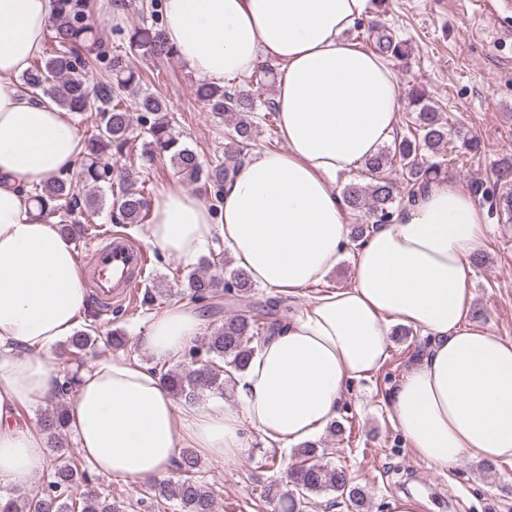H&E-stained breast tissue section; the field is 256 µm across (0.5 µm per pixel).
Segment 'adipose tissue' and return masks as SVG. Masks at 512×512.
<instances>
[{"instance_id":"ef3b65f1","label":"adipose tissue","mask_w":512,"mask_h":512,"mask_svg":"<svg viewBox=\"0 0 512 512\" xmlns=\"http://www.w3.org/2000/svg\"><path fill=\"white\" fill-rule=\"evenodd\" d=\"M373 0H165L164 36L194 75L213 83L279 64L274 104L283 149L257 153L225 182L217 209L180 184L150 205L147 242L192 263L216 244L276 294L322 283L349 242L336 189L395 130L396 71L347 34ZM54 0H0V483L25 486L48 461L47 440L22 428L20 407L50 400L59 376L47 356L78 329L87 290L74 243L39 218L23 192L72 170L80 137L50 99L16 85L39 56ZM469 192L431 180L357 246L351 283L315 295L258 345L236 377L232 408L181 409L150 368L125 355L83 372L69 430L104 475L142 483L167 475L183 442L232 459L257 433L285 449L338 420L344 391L388 356L394 325L429 340L387 406L414 455L439 468L512 465V342L470 322V256L490 232ZM197 304L152 314L142 342L182 357L202 328Z\"/></svg>"}]
</instances>
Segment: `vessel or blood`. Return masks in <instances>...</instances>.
<instances>
[{
    "label": "vessel or blood",
    "mask_w": 512,
    "mask_h": 512,
    "mask_svg": "<svg viewBox=\"0 0 512 512\" xmlns=\"http://www.w3.org/2000/svg\"><path fill=\"white\" fill-rule=\"evenodd\" d=\"M476 7L467 18L469 27L481 25V15L487 11L512 13V0H475ZM148 262L145 251L125 237L110 239L93 253L87 275L95 298L108 306L131 296V288Z\"/></svg>",
    "instance_id": "vessel-or-blood-1"
}]
</instances>
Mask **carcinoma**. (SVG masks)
<instances>
[{"label":"carcinoma","instance_id":"carcinoma-1","mask_svg":"<svg viewBox=\"0 0 512 512\" xmlns=\"http://www.w3.org/2000/svg\"><path fill=\"white\" fill-rule=\"evenodd\" d=\"M150 20L128 33L123 50L110 54L95 51L98 22L89 10L87 0H57L58 12L53 27L50 53L21 76L22 87L35 99L48 97L62 110L79 117L85 127L82 139L83 163L79 181L90 187L80 195L76 185L67 178H54L26 191L27 199L34 202L40 213L57 216L60 230L71 237L85 234L76 221L75 213L101 209L106 197L98 193L100 184H109L111 216L118 224H144L148 221V201L144 191L125 184L99 162V156L112 148L121 155L131 141L133 120L127 106V96L136 100L139 112V137L143 138V155L149 159L167 156L176 172L193 182L200 180L221 190L224 181L234 175L235 167L242 163L247 149L254 145L258 125L254 121L257 110H263L262 119L271 123L276 110L273 99L265 97L269 77L274 75L270 65L262 67L244 79V86H219L202 82L196 87V96L209 111L225 117L228 122L229 146L224 149L225 159H217L203 166L196 153L183 144L172 128L165 100L146 87L135 65L136 57L168 58L175 51L163 37L157 17V0L145 5ZM384 52L397 58L407 56L402 43H394L387 35L378 37ZM104 66L101 80L89 83L92 61ZM408 101L415 118L407 132L394 142L391 149H382L362 163L365 183L352 182L343 191L348 209L364 212L365 221L353 225L351 243H358L372 225L391 221L394 204L401 194L413 198L428 180L441 173L443 162L438 160L440 150L462 138L461 148L476 152L480 141L474 136H460L443 121L440 112L429 99L424 88L412 86ZM401 169L402 182L395 183L386 176L393 167ZM499 185L488 188L476 183L473 193L487 196L490 207L512 215V157L502 158L498 164ZM231 261L223 254L201 258L202 271L185 276L187 293L198 303L214 297L217 282L215 272L224 273V295L239 307V312L224 318L214 328L203 345L189 350L184 361L176 367L160 366L154 372L183 401L195 404L208 390L219 395L224 388L234 385L235 374L242 371L257 345L281 328L279 308L283 299H269L265 303L252 301L253 282L237 268H229ZM94 325L76 331L60 352L61 382L57 385L60 398L73 392L77 373L70 365L81 360L84 352L103 338L92 335ZM105 341L115 347L123 344L121 332L115 331ZM68 409L60 405L45 413L41 430L48 435L51 451L64 455L47 475V489H15L0 497V512H126L124 500L112 496V489L79 491L86 477L87 463L74 450L67 448L66 430ZM298 462L288 471L290 488L278 484L265 486L261 498L278 497L284 512H303L309 496L333 493L350 504L355 512L366 508L367 493L355 483L349 471L340 466L320 462L319 446L313 442L297 449ZM179 478L159 486V495L179 502L182 512H215V491L201 476L199 461L194 451L182 452L178 464Z\"/></svg>","mask_w":512,"mask_h":512}]
</instances>
